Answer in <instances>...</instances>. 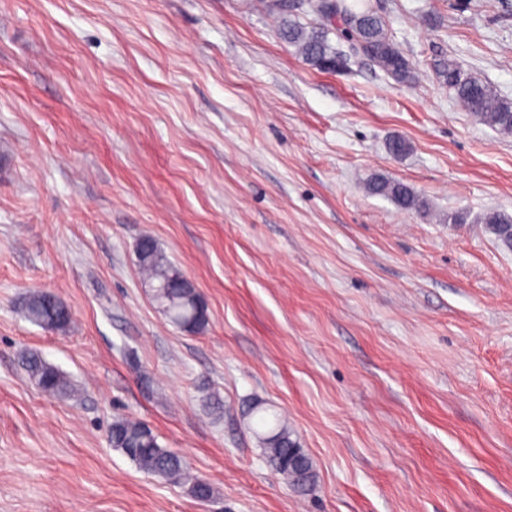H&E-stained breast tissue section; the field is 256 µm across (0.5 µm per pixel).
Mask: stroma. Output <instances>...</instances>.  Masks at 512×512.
Segmentation results:
<instances>
[{"label":"stroma","mask_w":512,"mask_h":512,"mask_svg":"<svg viewBox=\"0 0 512 512\" xmlns=\"http://www.w3.org/2000/svg\"><path fill=\"white\" fill-rule=\"evenodd\" d=\"M369 2L415 82L313 69L262 0H0V512H512V249L483 220L512 214V135L432 69L512 100V4ZM145 236L200 332L154 307ZM33 290L65 329L23 317ZM29 351L75 397L42 393ZM255 399L313 459L308 494L264 459ZM126 415L213 497L112 448ZM433 71L453 92L455 100L478 121L502 134H512V100L499 96L489 83L463 70L449 55L435 60ZM367 191L373 196L390 199L398 208L403 210H420L424 207V201L413 188L398 180L373 178L367 183ZM139 267L153 285L156 308L176 327L197 332L208 321L207 306L194 284L169 260L151 237L140 240L136 249ZM19 309L27 320L47 330L63 329L71 320L63 302L43 290H34L25 295Z\"/></svg>","instance_id":"35a3bbf8"}]
</instances>
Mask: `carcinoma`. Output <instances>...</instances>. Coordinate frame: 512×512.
Instances as JSON below:
<instances>
[{"label": "carcinoma", "instance_id": "obj_1", "mask_svg": "<svg viewBox=\"0 0 512 512\" xmlns=\"http://www.w3.org/2000/svg\"><path fill=\"white\" fill-rule=\"evenodd\" d=\"M268 11L280 18L278 34L312 68L330 73L338 62L354 59L373 63L386 76L400 83L415 79L414 68L404 52L388 35L383 16L370 6L362 8L348 0H262ZM312 12L317 20L303 23ZM439 81L453 92L455 100L478 121L502 134H512V100L499 96L486 81L462 69L451 56L434 61ZM373 196L390 199L403 210H420L424 201L408 184L376 177L367 183ZM485 224L495 238L512 249V215L492 212ZM139 267L153 285L156 308L176 327L197 332L208 321L207 306L194 284L169 260L151 237L140 240L136 249ZM19 309L30 322L47 330L65 328L70 320L67 307L55 295L34 290L22 298ZM22 367L38 388L51 396H70L73 387L67 376L36 352L22 357ZM261 402L248 405L247 414L259 417L254 430L267 463L300 492L314 486L317 473L312 458L300 448L288 425L279 417L270 421ZM112 447L120 450L139 470L173 484H187L198 500L212 498L213 487L190 476L185 459L161 445L144 421L130 417L114 420L109 432Z\"/></svg>", "mask_w": 512, "mask_h": 512}]
</instances>
